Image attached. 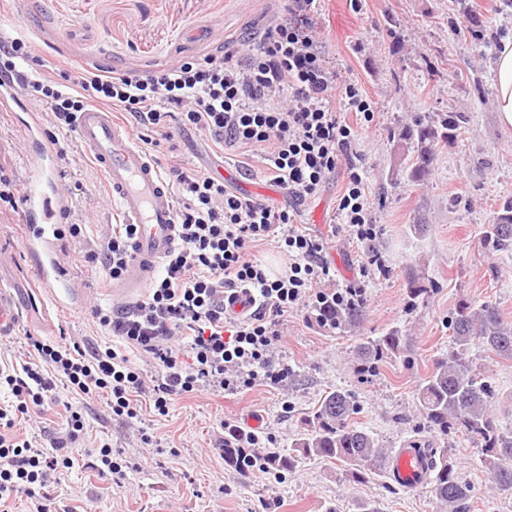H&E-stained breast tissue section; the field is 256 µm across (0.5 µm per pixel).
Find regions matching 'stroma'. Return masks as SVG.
Listing matches in <instances>:
<instances>
[{
  "mask_svg": "<svg viewBox=\"0 0 512 512\" xmlns=\"http://www.w3.org/2000/svg\"><path fill=\"white\" fill-rule=\"evenodd\" d=\"M279 14L278 0H17L0 14V32H21L40 43L39 56L48 66L64 55L119 72L152 70L203 58L219 38L258 47ZM318 26L326 60L358 83L374 110L366 125L353 112L344 117L361 128L357 150L380 227L373 246L389 268L387 277L371 283L354 328L329 329L303 312L289 314L276 348L294 368L288 380L234 395H178L159 420L143 411L141 425L151 444L109 415L104 398H73V406L85 410L86 425L82 440L69 450L74 466L68 480L50 490L54 512H360L366 503L380 512H440L431 484L408 490L380 470L359 482L340 462L302 460L277 476L258 470L245 475L225 462L224 422L239 425L245 415L261 416L276 453L285 455L302 419L336 389L354 396L360 408L354 422L378 447L391 452L419 439L447 449L457 476L475 487L474 512H512V495L491 488L476 445L459 432L430 430L416 407L422 380L448 352L447 320L459 300L496 303L512 322V252L492 253L480 243L501 203L512 199V129L498 122L491 67L502 40L512 36V0H322ZM457 112L468 119L462 136L437 150L426 179H412L397 162L394 132L418 116ZM56 137L67 152L57 175L71 193L68 221L86 227L79 238L60 235L83 304L70 314L51 305L43 325L22 324L16 336L0 341V359L7 362L23 358L30 336L48 343L64 335L103 348L112 344L93 318L94 309L112 307V291L101 285V266L84 257L104 243L117 208L103 171L76 132ZM23 139L17 121L0 112V152L20 192L31 164ZM150 153L162 168L175 154L190 171L222 164L243 182L268 180L259 152H216L211 140L192 129L175 131L172 146ZM343 185V176H334L315 196L296 201L275 184L268 200L291 207L309 233L323 235ZM21 221L17 213L12 223H0V253L9 258L0 266V283L31 277L21 259ZM414 224L424 225V232H411ZM411 268L435 284L417 301L406 278ZM393 329L406 334L407 352L362 376L358 344ZM472 356L494 390L492 417L512 428V363L480 348ZM105 443L130 463L121 479L91 466Z\"/></svg>",
  "mask_w": 512,
  "mask_h": 512,
  "instance_id": "stroma-1",
  "label": "stroma"
}]
</instances>
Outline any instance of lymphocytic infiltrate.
I'll list each match as a JSON object with an SVG mask.
<instances>
[{"label":"lymphocytic infiltrate","mask_w":512,"mask_h":512,"mask_svg":"<svg viewBox=\"0 0 512 512\" xmlns=\"http://www.w3.org/2000/svg\"><path fill=\"white\" fill-rule=\"evenodd\" d=\"M283 2V16L246 60L221 42L204 58L145 74L82 68L68 59L57 79L27 69L35 52L27 37L0 36V81L25 90L56 128L74 130L77 112L99 104L137 126L155 128L166 142L175 123L222 146H262L273 181L298 200L315 195L337 171L345 173L338 222L328 235L314 236L289 209L227 190L212 174L171 164L167 175L182 201L176 212L180 246L164 260L144 300L96 311L99 326L113 338L111 347L34 339L35 358L0 364V390L7 393L0 403V504L23 497L29 512H51L44 490L72 468L65 448L84 430L81 411L63 403L61 391L103 396L114 417L131 423L144 405L167 415L176 395L205 389L235 394L286 381L293 368L277 355L276 344L288 312L365 307L370 282L387 274L381 255L370 250L358 278L333 282L327 252L334 237L365 244L379 227L367 196V170L355 149L358 131L332 100L341 98L368 123L374 112L355 82L326 65L313 35L319 0ZM135 232V225H116L86 261L99 262L107 281L119 280ZM263 243L287 257L284 273H270L252 258V247ZM241 288L258 306L248 318H227L224 298ZM48 402L63 405L65 436L43 446L17 435L16 420Z\"/></svg>","instance_id":"lymphocytic-infiltrate-1"}]
</instances>
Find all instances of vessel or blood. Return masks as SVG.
I'll use <instances>...</instances> for the list:
<instances>
[{
	"instance_id": "b4317fda",
	"label": "vessel or blood",
	"mask_w": 512,
	"mask_h": 512,
	"mask_svg": "<svg viewBox=\"0 0 512 512\" xmlns=\"http://www.w3.org/2000/svg\"><path fill=\"white\" fill-rule=\"evenodd\" d=\"M32 164L27 172L22 220L26 227L23 247L36 275L32 289H43L57 305H69L78 297L58 246L54 226L62 221L71 202L61 188L54 163L56 141L43 128V115L27 113ZM76 132L81 143L105 173L113 201L120 207L123 223L137 227L132 258L123 277L112 285V299L124 304L140 297L155 279L162 262L179 245L175 202L157 162L137 142L133 129L118 121L112 112L90 106L79 112ZM256 307L252 293L243 291L224 303V314L241 318ZM37 302L21 304L13 287H0V340L20 329L24 313L38 312ZM389 474L399 485L415 489L425 483L417 448L398 449L389 461Z\"/></svg>"
}]
</instances>
